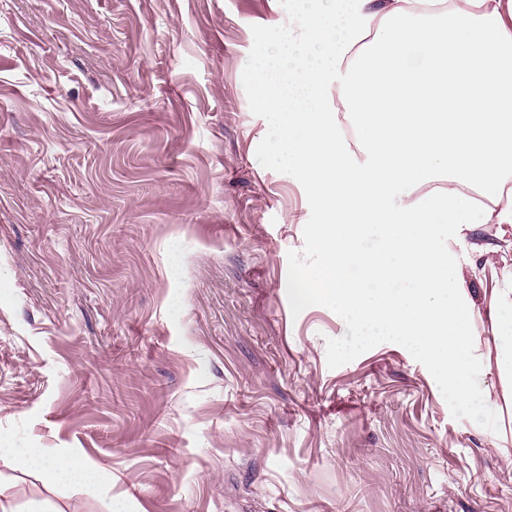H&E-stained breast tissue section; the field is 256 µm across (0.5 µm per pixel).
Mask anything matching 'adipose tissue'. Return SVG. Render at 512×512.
I'll use <instances>...</instances> for the list:
<instances>
[{"instance_id": "1", "label": "adipose tissue", "mask_w": 512, "mask_h": 512, "mask_svg": "<svg viewBox=\"0 0 512 512\" xmlns=\"http://www.w3.org/2000/svg\"><path fill=\"white\" fill-rule=\"evenodd\" d=\"M322 0L296 18L301 39L281 78L254 80L278 111L288 161L320 216L313 285L362 336H401L448 369V395L481 403L473 382L478 308L448 281V248L475 224L512 225V0ZM335 96H328V89ZM362 132L349 147L342 121ZM454 185L431 188L438 171ZM380 234L364 249L359 233ZM382 290L367 298L361 277ZM489 315L497 366L512 380V288ZM0 459L51 485L97 482L67 450L45 455L0 439Z\"/></svg>"}]
</instances>
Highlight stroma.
Instances as JSON below:
<instances>
[{
	"label": "stroma",
	"instance_id": "stroma-1",
	"mask_svg": "<svg viewBox=\"0 0 512 512\" xmlns=\"http://www.w3.org/2000/svg\"><path fill=\"white\" fill-rule=\"evenodd\" d=\"M301 0H0V436L108 484L0 461L27 512H512V411L297 303L320 220L256 69ZM475 306L512 227L448 240Z\"/></svg>",
	"mask_w": 512,
	"mask_h": 512
}]
</instances>
